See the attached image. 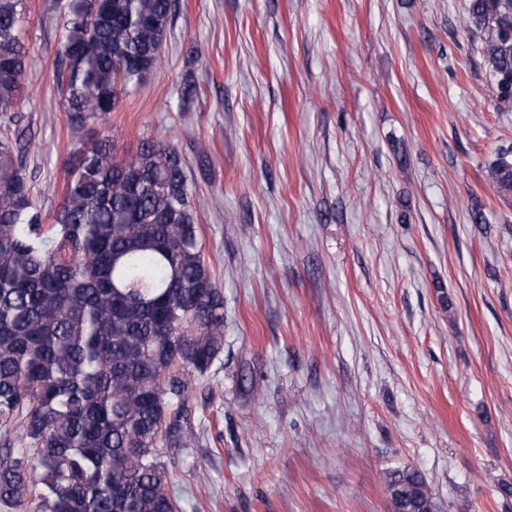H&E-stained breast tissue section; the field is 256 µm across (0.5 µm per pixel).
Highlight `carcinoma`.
<instances>
[{
	"label": "carcinoma",
	"instance_id": "1",
	"mask_svg": "<svg viewBox=\"0 0 512 512\" xmlns=\"http://www.w3.org/2000/svg\"><path fill=\"white\" fill-rule=\"evenodd\" d=\"M25 0H0V504L15 512H178L160 444L224 350L184 164L92 131L160 60L174 0H68L56 80L73 156L52 223L22 174ZM497 100L512 104V0H470ZM488 176L512 193V154ZM390 512H440L415 470Z\"/></svg>",
	"mask_w": 512,
	"mask_h": 512
}]
</instances>
